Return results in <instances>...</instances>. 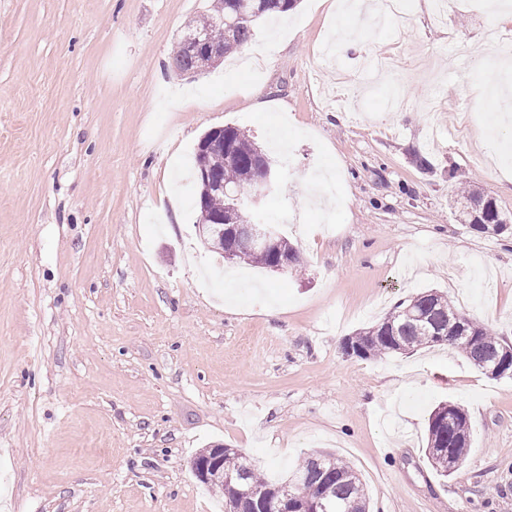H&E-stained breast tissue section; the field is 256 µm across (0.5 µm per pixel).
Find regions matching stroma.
<instances>
[{
    "label": "stroma",
    "instance_id": "stroma-1",
    "mask_svg": "<svg viewBox=\"0 0 512 512\" xmlns=\"http://www.w3.org/2000/svg\"><path fill=\"white\" fill-rule=\"evenodd\" d=\"M448 2L440 21L439 0H407L340 54L339 87L336 0H298L278 55L233 84L170 64L213 0H0V512H224L190 470L217 444L271 481L337 452L372 512H512V378L445 346L343 350L431 290L512 345V236L454 204L470 188L512 214L477 86L512 25ZM227 124L291 154L257 220L301 264L241 265L247 289L190 201L196 144ZM442 402L472 427L445 479L425 455Z\"/></svg>",
    "mask_w": 512,
    "mask_h": 512
}]
</instances>
